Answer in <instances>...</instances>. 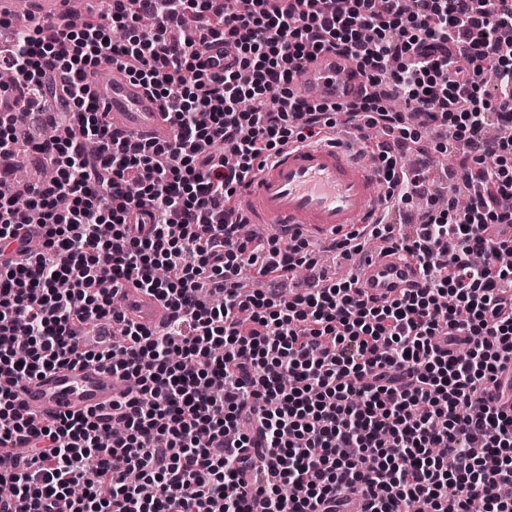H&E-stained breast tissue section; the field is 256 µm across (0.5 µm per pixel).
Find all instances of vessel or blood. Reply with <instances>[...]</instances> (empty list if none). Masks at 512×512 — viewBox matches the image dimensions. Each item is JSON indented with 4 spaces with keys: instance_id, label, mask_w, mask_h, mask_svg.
Returning a JSON list of instances; mask_svg holds the SVG:
<instances>
[{
    "instance_id": "obj_1",
    "label": "vessel or blood",
    "mask_w": 512,
    "mask_h": 512,
    "mask_svg": "<svg viewBox=\"0 0 512 512\" xmlns=\"http://www.w3.org/2000/svg\"><path fill=\"white\" fill-rule=\"evenodd\" d=\"M0 19L18 25L58 27L69 20L68 0H29L27 12L16 0H0ZM363 79L345 58L319 53L297 79L306 101H356ZM98 108L109 123L127 133L164 142L173 136L161 99L116 69L87 72ZM384 183L381 172L364 164L352 140L311 138L268 160L238 200L249 223L288 240L296 236L327 244L342 234L379 221ZM423 276L414 259L385 247L371 251L358 286L368 297L391 300L419 288ZM126 316L148 327L166 323L168 312L156 298L123 289ZM126 382L98 366H61L25 383L20 400L27 413L43 418L110 406Z\"/></svg>"
}]
</instances>
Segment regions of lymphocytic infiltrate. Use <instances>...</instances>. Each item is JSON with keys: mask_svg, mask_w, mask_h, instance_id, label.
Instances as JSON below:
<instances>
[{"mask_svg": "<svg viewBox=\"0 0 512 512\" xmlns=\"http://www.w3.org/2000/svg\"><path fill=\"white\" fill-rule=\"evenodd\" d=\"M402 2L111 0L103 21L0 41L16 78L0 89V185L22 141L56 171L22 188L25 205L0 193V376L15 382L0 387V484L16 512H348L355 499L361 512H512V413L485 398L512 362V269L498 262L512 238L485 234L512 227L499 206L512 175L484 164L478 94L491 69L512 97V0ZM216 41L235 55L209 74ZM324 50L364 78L356 103L295 93ZM112 64L171 104L173 140L106 121L82 76ZM408 111L472 153L482 195L431 207L412 236L375 224L333 249L392 240L423 287L380 304L352 275L267 291L317 259L303 239L241 235L238 187L340 124L418 140ZM128 285L163 302L164 327L113 309ZM82 362L129 390L50 422L24 411L17 386Z\"/></svg>", "mask_w": 512, "mask_h": 512, "instance_id": "f902f5d3", "label": "lymphocytic infiltrate"}]
</instances>
